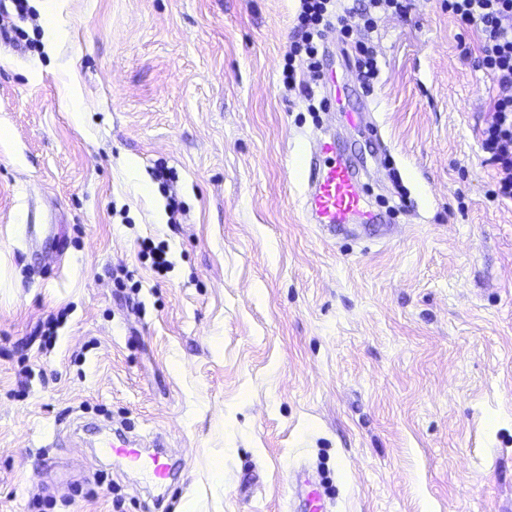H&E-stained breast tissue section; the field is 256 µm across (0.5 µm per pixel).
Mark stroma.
Returning a JSON list of instances; mask_svg holds the SVG:
<instances>
[{"label": "stroma", "instance_id": "stroma-1", "mask_svg": "<svg viewBox=\"0 0 512 512\" xmlns=\"http://www.w3.org/2000/svg\"><path fill=\"white\" fill-rule=\"evenodd\" d=\"M352 5L323 66L372 129L309 111L326 91L306 68L284 86L298 0H58L51 51L40 0H0V512H291L303 465L329 512H512L491 78L441 0L371 30ZM331 125L394 237L304 223ZM105 424L166 449L170 478L101 456Z\"/></svg>", "mask_w": 512, "mask_h": 512}]
</instances>
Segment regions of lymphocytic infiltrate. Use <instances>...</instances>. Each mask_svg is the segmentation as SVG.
<instances>
[{
    "label": "lymphocytic infiltrate",
    "mask_w": 512,
    "mask_h": 512,
    "mask_svg": "<svg viewBox=\"0 0 512 512\" xmlns=\"http://www.w3.org/2000/svg\"><path fill=\"white\" fill-rule=\"evenodd\" d=\"M297 20L302 30L286 56L284 82L293 85L297 63L319 72V45L330 24L331 0H299ZM462 28L478 37V62L494 78L488 90L490 117L480 146L495 170L492 198L512 201V0H442Z\"/></svg>",
    "instance_id": "1"
}]
</instances>
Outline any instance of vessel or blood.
<instances>
[{"label": "vessel or blood", "mask_w": 512, "mask_h": 512, "mask_svg": "<svg viewBox=\"0 0 512 512\" xmlns=\"http://www.w3.org/2000/svg\"><path fill=\"white\" fill-rule=\"evenodd\" d=\"M302 212L306 223L316 224L322 231L335 234L352 225H381L384 233H392L391 225L371 210L360 172L337 149L334 135L316 137L311 146V166L302 196ZM102 449L128 458L156 480L169 472L166 455L161 452L143 454L130 440L104 438ZM295 498L301 512H326L321 487L311 479L300 481Z\"/></svg>", "instance_id": "vessel-or-blood-1"}]
</instances>
